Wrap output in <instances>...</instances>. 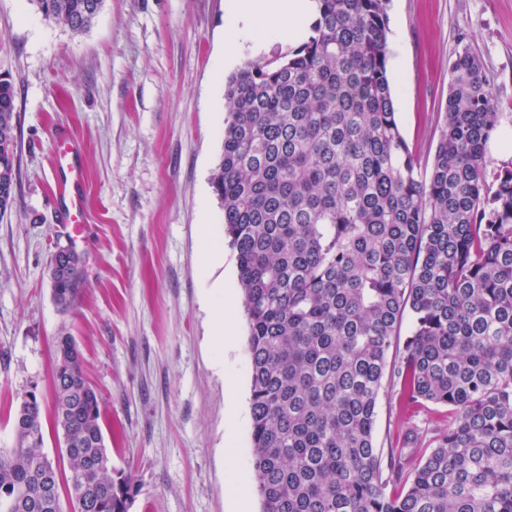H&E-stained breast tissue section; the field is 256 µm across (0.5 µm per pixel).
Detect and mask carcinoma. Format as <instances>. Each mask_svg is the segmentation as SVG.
<instances>
[{"label": "carcinoma", "mask_w": 512, "mask_h": 512, "mask_svg": "<svg viewBox=\"0 0 512 512\" xmlns=\"http://www.w3.org/2000/svg\"><path fill=\"white\" fill-rule=\"evenodd\" d=\"M29 2L78 35L105 0ZM317 2L307 40L229 78L211 177L248 318L262 512H512V162L487 169L501 113L483 64L465 47L449 64L422 172L396 119L390 0ZM16 97L1 78L0 216L17 195ZM58 252L71 265L53 297L67 310L84 275ZM389 365L401 411L444 405L448 426L384 454L374 433ZM51 380L73 512H129L138 488L112 476L101 400L65 330ZM13 431L0 512H61L35 392Z\"/></svg>", "instance_id": "1"}]
</instances>
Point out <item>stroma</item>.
<instances>
[{"label": "stroma", "instance_id": "stroma-1", "mask_svg": "<svg viewBox=\"0 0 512 512\" xmlns=\"http://www.w3.org/2000/svg\"><path fill=\"white\" fill-rule=\"evenodd\" d=\"M225 0H106L80 35L44 20L29 0H0V76L17 88V202L0 219V448L12 415L36 390L45 451L67 470L52 415L51 365L68 328L102 400L115 473L138 486L130 512H261L252 489L251 365L236 252L210 184L224 144V94L244 61L289 47L272 38L224 53ZM388 50L401 133L432 163L448 97V64L461 47L481 60L512 128V0H391ZM75 138L86 178L85 239L61 222L53 137ZM223 260L202 274L204 240ZM80 255L77 305L54 302L56 246ZM234 294L232 336L220 344L212 286ZM237 380L229 396L226 374ZM431 404L412 424H446ZM384 382L375 445L400 444L408 424ZM250 485L247 504L235 482Z\"/></svg>", "mask_w": 512, "mask_h": 512}]
</instances>
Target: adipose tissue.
<instances>
[{"label":"adipose tissue","instance_id":"1","mask_svg":"<svg viewBox=\"0 0 512 512\" xmlns=\"http://www.w3.org/2000/svg\"><path fill=\"white\" fill-rule=\"evenodd\" d=\"M317 16V0H226L225 41L238 44L255 36L256 25L304 40Z\"/></svg>","mask_w":512,"mask_h":512}]
</instances>
